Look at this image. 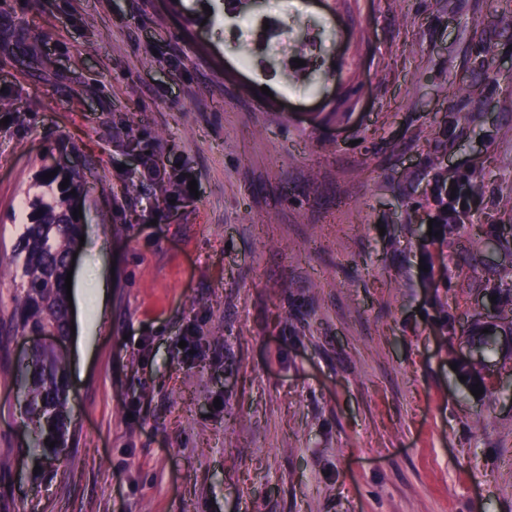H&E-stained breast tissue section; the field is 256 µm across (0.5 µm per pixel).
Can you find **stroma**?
Masks as SVG:
<instances>
[{"label":"stroma","mask_w":512,"mask_h":512,"mask_svg":"<svg viewBox=\"0 0 512 512\" xmlns=\"http://www.w3.org/2000/svg\"><path fill=\"white\" fill-rule=\"evenodd\" d=\"M223 3L0 0V512H512V352L492 394L459 381L432 299L467 319L482 274L450 251L431 288L402 197L472 112L449 162L486 176L478 222L512 225L505 0ZM146 156L196 191L161 201ZM57 161L87 177L72 279L106 292L71 316L49 466L12 269ZM475 118L468 112H451L448 113L447 126L442 135L446 137L444 141H439L437 147L454 148L459 142L458 128L473 122Z\"/></svg>","instance_id":"obj_1"}]
</instances>
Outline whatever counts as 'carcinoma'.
<instances>
[{"mask_svg":"<svg viewBox=\"0 0 512 512\" xmlns=\"http://www.w3.org/2000/svg\"><path fill=\"white\" fill-rule=\"evenodd\" d=\"M474 121L468 112L448 113L447 126L443 131L445 140L438 146L453 148L459 142L458 128ZM57 174L43 183L52 185L69 179L66 188H59L58 196L50 201L41 197L31 203V222L24 225L14 248L16 274L21 280L19 294L15 298L18 328L23 333L45 324L55 323L64 329L68 307L65 288L67 269L65 257L73 237L81 234L80 220L73 217L72 202L83 190L79 171L64 168L58 164L46 166L42 174L51 171ZM425 174L427 188L422 199L415 197L416 188L404 189L406 205L429 207L434 211L430 244L435 252L425 254L428 272L434 270V258L444 253L454 237L463 233L470 236V248L463 253V263L472 270L486 268L485 244L498 236V225L477 224L470 201L483 197L486 189L484 174L476 169L460 175L454 181L448 180L441 162L431 155L426 157ZM501 256L491 267L483 288L489 295L496 296L498 307L494 318L501 324L512 325V240L500 239ZM434 308L438 325L444 335L467 334L477 343L480 360H469L457 364V373L466 377L465 385H478L487 394L493 384L484 373L483 358L497 352L495 339L477 328L481 314L475 313L463 323L448 315L440 296H434ZM24 413L33 426V447L40 456H51L54 449L50 442L60 444L65 440L70 416L68 411V384L63 357L59 353L42 348L34 350L30 360L22 368L19 378Z\"/></svg>","mask_w":512,"mask_h":512,"instance_id":"cac0c4a2","label":"carcinoma"}]
</instances>
